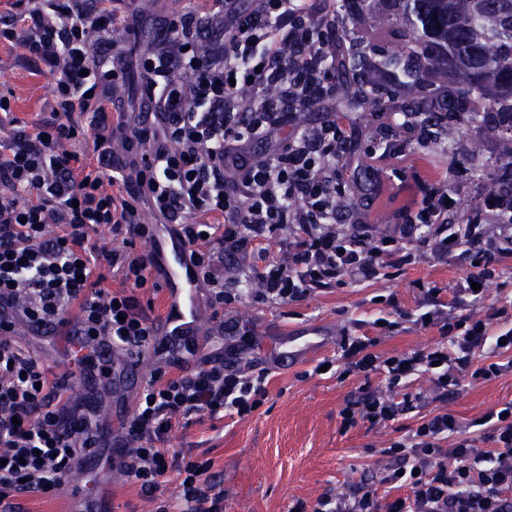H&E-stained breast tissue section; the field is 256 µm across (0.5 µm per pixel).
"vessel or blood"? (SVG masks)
Segmentation results:
<instances>
[{
	"instance_id": "1",
	"label": "vessel or blood",
	"mask_w": 512,
	"mask_h": 512,
	"mask_svg": "<svg viewBox=\"0 0 512 512\" xmlns=\"http://www.w3.org/2000/svg\"><path fill=\"white\" fill-rule=\"evenodd\" d=\"M158 248L162 254V282L168 303L157 334L165 340L168 358L188 369L192 366V357L187 345L195 339L201 327L199 282L188 258V245L171 237L160 241ZM24 332L29 336L60 338L67 358L73 361H80L86 353L92 352L111 365V374L105 382L101 381L98 370L93 367L85 368L76 376L86 410H96L104 402L110 406L111 412L107 427L101 432L100 445L87 452L84 462L72 471V492L66 508V512H105L101 506L100 487L91 475L103 467L117 470L121 463L126 445L113 439L112 430L131 414L126 393L143 382L146 376L145 358L135 353L115 351L109 337L89 339L74 325H64L56 330L33 323L25 325Z\"/></svg>"
}]
</instances>
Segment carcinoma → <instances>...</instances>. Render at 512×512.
<instances>
[{
	"instance_id": "1",
	"label": "carcinoma",
	"mask_w": 512,
	"mask_h": 512,
	"mask_svg": "<svg viewBox=\"0 0 512 512\" xmlns=\"http://www.w3.org/2000/svg\"><path fill=\"white\" fill-rule=\"evenodd\" d=\"M336 17L366 26L387 38L410 39L412 53L388 52L381 65L392 84L407 90L386 101L369 82L370 65L357 51L336 53L339 85L335 107L345 112H374L390 107L422 112L431 119L476 122L475 96L492 116L490 130L512 143V0H335ZM448 76V95L427 84V75ZM504 173L490 184L512 194V152Z\"/></svg>"
}]
</instances>
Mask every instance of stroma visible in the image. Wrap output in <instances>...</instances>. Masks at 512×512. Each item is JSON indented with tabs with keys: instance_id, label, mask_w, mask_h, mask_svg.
<instances>
[{
	"instance_id": "obj_1",
	"label": "stroma",
	"mask_w": 512,
	"mask_h": 512,
	"mask_svg": "<svg viewBox=\"0 0 512 512\" xmlns=\"http://www.w3.org/2000/svg\"><path fill=\"white\" fill-rule=\"evenodd\" d=\"M187 0H116L118 12L136 17L143 25L139 38L124 42L129 61H136L153 40L152 30L166 18L182 11ZM53 76L38 64L28 62L22 46L0 44V90L11 93L12 107L26 127L52 121L48 108ZM347 123L354 131L339 169L341 178L356 180V162L378 173L377 191L364 200L361 217L377 231L397 223L415 195L413 182L419 161H427L434 171L446 175L456 201L455 216L463 218L481 203L487 183L494 181L504 157L505 144L486 125L452 121L439 143H423L419 130L401 131L394 147L376 144L380 127L392 126V110L360 118L351 112ZM474 151L472 161L452 166L450 154ZM469 260L460 255L444 264L421 263L407 266L392 279L336 288L289 305H264L242 298L230 305L211 303L201 293L204 326L198 338L199 351L208 355L224 347L219 324L239 322L249 327L255 346L247 355L256 369H271L269 398L253 415L195 422L176 430L170 447L192 449L195 456L211 459L214 480L224 488V512H289L293 503L315 502L328 493H350L359 480L379 486L387 458L378 451L387 443L415 427L419 413L445 408L461 421L480 418L504 403L512 402V371L490 382L464 381L447 402H428L421 412H409L387 427L359 424L342 430L339 411L350 391L359 386L358 377L340 381L312 374L318 361L334 355L335 347L312 352L303 362L288 364L276 357L271 343L291 332L317 324L341 331L352 322H371L379 313L372 304L374 295H392V314H407L417 308L416 281L454 285L466 277ZM102 491L112 512H152L136 485L121 474L98 472Z\"/></svg>"
}]
</instances>
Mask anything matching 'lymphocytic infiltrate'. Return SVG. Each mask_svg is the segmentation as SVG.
<instances>
[{
	"label": "lymphocytic infiltrate",
	"mask_w": 512,
	"mask_h": 512,
	"mask_svg": "<svg viewBox=\"0 0 512 512\" xmlns=\"http://www.w3.org/2000/svg\"><path fill=\"white\" fill-rule=\"evenodd\" d=\"M134 29L112 0H13L0 15V41L23 46L55 77V121L29 131L18 129L0 92V183L7 187L0 193V300L13 304L15 320L62 324L72 310L85 335L110 337L123 351H164L153 334V307L139 296L161 288V267L146 246L163 224L189 245L200 286L224 305L246 293L259 303L291 304L461 252L473 266L451 290L416 284L411 323L439 329L435 345L377 352L380 338L402 329L387 318L373 337L342 330L340 360L324 364L361 383L339 411L341 425L380 428L428 398L447 399L463 378L489 381L512 368V310L472 311L512 258V197L494 196L472 209L468 223L452 224L455 200L439 179L421 184L406 223L379 232L342 206L353 191L336 176L345 116L330 112L312 128L294 126L298 108L336 89L331 0H254L249 9L206 0L205 8L168 19L154 49L131 63L116 47ZM133 70L154 105L152 118L110 95ZM116 140L123 155L112 149ZM86 141L94 158L79 150ZM229 170L236 173L230 182ZM147 209L155 223L145 222ZM102 230L122 249L101 251L92 235ZM281 230L288 236L280 256L256 269L254 252ZM111 278L118 289L108 287ZM225 351V359L201 358L191 371L163 361L121 426L129 449L120 471L154 512H224L211 460L169 441L192 421L244 418L267 400L268 372L244 360L243 344ZM374 373L385 389L373 387ZM423 374L431 393L409 392ZM81 409L64 375L0 336V512H21L25 497L53 495L96 447ZM381 453L392 462L384 484L406 496L385 502L363 484L348 495L296 501L295 512H512V402L473 426L445 410L423 415ZM170 473L179 488L173 503L161 491Z\"/></svg>",
	"instance_id": "1"
}]
</instances>
